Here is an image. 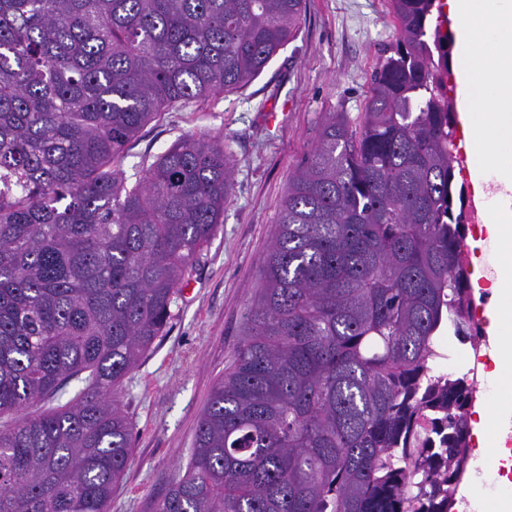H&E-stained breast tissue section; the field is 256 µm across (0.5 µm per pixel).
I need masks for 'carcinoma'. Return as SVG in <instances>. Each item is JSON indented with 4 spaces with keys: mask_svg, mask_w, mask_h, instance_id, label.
Wrapping results in <instances>:
<instances>
[{
    "mask_svg": "<svg viewBox=\"0 0 512 512\" xmlns=\"http://www.w3.org/2000/svg\"><path fill=\"white\" fill-rule=\"evenodd\" d=\"M395 45L353 127L288 180L230 370L155 512H450L475 382L438 372L471 322L450 150L451 35L390 0ZM305 0H0V512H109L132 451L117 389L155 340L233 190L224 140L116 163L162 113L248 86ZM74 379L52 411L37 406Z\"/></svg>",
    "mask_w": 512,
    "mask_h": 512,
    "instance_id": "1",
    "label": "carcinoma"
}]
</instances>
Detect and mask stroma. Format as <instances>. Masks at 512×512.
<instances>
[{
  "label": "stroma",
  "mask_w": 512,
  "mask_h": 512,
  "mask_svg": "<svg viewBox=\"0 0 512 512\" xmlns=\"http://www.w3.org/2000/svg\"><path fill=\"white\" fill-rule=\"evenodd\" d=\"M396 39L389 0H307L295 39L247 88L178 106L126 147L121 168L133 182L182 136L223 138L234 187L190 279L192 293L178 295L166 335L120 389L132 456L110 512H153L184 473L199 415L241 343L288 180L328 113L361 123L372 75Z\"/></svg>",
  "instance_id": "1"
}]
</instances>
